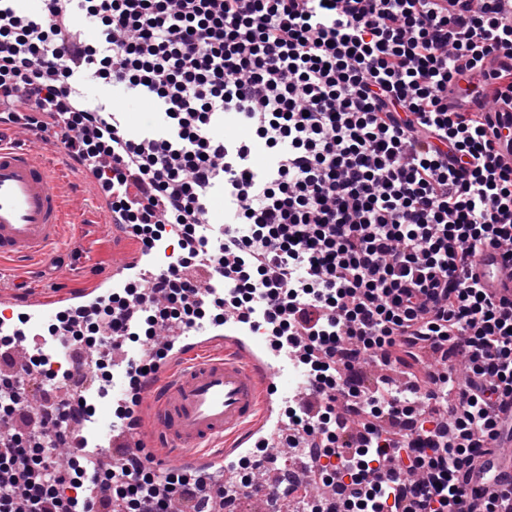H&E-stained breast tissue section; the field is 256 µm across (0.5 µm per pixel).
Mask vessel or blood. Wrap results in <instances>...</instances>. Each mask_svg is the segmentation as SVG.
<instances>
[{"mask_svg":"<svg viewBox=\"0 0 512 512\" xmlns=\"http://www.w3.org/2000/svg\"><path fill=\"white\" fill-rule=\"evenodd\" d=\"M482 79L477 72L459 77L448 91L449 102L478 109L470 87ZM492 122L497 130L495 157L500 165L512 167V107L493 113ZM64 150L61 141H42L17 126L10 136L0 137V261L39 257L57 244L65 209L53 189L58 173L42 155ZM472 272L479 287L495 299H512V263L500 248L483 247L473 259ZM154 275L155 263L149 252L121 254L111 273L94 287L58 295L53 303L42 297L27 298L24 317L30 324L53 320L62 310L93 306L112 290L129 282L150 281ZM224 330V348L218 353L202 349L203 344L216 340L208 325L185 329L170 340L180 364L162 366L157 381L144 383L140 392L141 400L154 408V435L145 434L135 419L120 424L110 420L111 409L104 404L86 416L95 436L107 442L112 435H122L127 450L145 451L157 445L174 449L186 469L201 465L218 471L229 468L233 454L247 441L249 428L261 417L273 416L285 370L269 357L264 343L253 333L230 322ZM217 439L223 440L224 446L214 454L210 448ZM487 477L498 485H511L512 455L497 450L484 456L472 482L478 485Z\"/></svg>","mask_w":512,"mask_h":512,"instance_id":"b4317fda","label":"vessel or blood"}]
</instances>
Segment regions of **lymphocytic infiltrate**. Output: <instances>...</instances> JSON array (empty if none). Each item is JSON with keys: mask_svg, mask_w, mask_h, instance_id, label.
Wrapping results in <instances>:
<instances>
[{"mask_svg": "<svg viewBox=\"0 0 512 512\" xmlns=\"http://www.w3.org/2000/svg\"><path fill=\"white\" fill-rule=\"evenodd\" d=\"M78 14L100 45L74 41ZM498 49L512 53L498 0H42L35 15L0 0V95L63 115L71 153L142 247L179 230L162 300L144 304L134 285L50 326L93 362L57 375L33 357L23 374L0 371V512H171L175 493L202 494L198 474L162 477L136 458L98 467L82 455L56 469L49 449L79 436L61 406L35 417L24 400L91 368L110 378L113 341L230 319L308 365L323 393L350 398L361 356L384 365L399 343H460L464 383L431 376V399L457 397L451 418L390 388L366 399L360 437L338 430L328 404L289 407L288 420L316 440L323 482L347 484L336 512H512V488L469 506L482 456L512 442V302L467 275L484 246L512 260V167L492 158L487 112L448 104L458 77L480 71L512 105V68H485ZM79 76L146 93L170 136L133 139L120 115L98 120ZM221 112L264 140L266 172L217 133ZM218 177L231 220L207 248L204 199ZM384 416L415 425L393 441Z\"/></svg>", "mask_w": 512, "mask_h": 512, "instance_id": "1", "label": "lymphocytic infiltrate"}]
</instances>
